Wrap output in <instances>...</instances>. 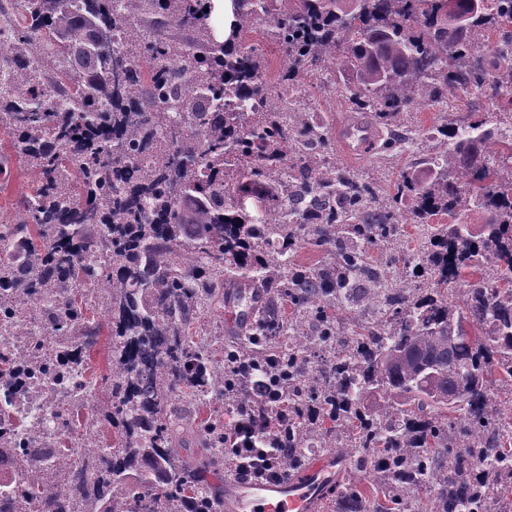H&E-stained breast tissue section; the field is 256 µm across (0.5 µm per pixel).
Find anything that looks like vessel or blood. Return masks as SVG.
Masks as SVG:
<instances>
[{
  "instance_id": "b4317fda",
  "label": "vessel or blood",
  "mask_w": 512,
  "mask_h": 512,
  "mask_svg": "<svg viewBox=\"0 0 512 512\" xmlns=\"http://www.w3.org/2000/svg\"><path fill=\"white\" fill-rule=\"evenodd\" d=\"M376 143V134L365 127L348 128L340 139L343 151L353 159ZM264 300V294L254 288L230 289L224 307L227 329L236 331L249 324ZM341 463L340 457L328 453L278 480L225 479L224 494L216 512H317L334 491L336 471Z\"/></svg>"
}]
</instances>
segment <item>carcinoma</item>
I'll return each instance as SVG.
<instances>
[{
    "mask_svg": "<svg viewBox=\"0 0 512 512\" xmlns=\"http://www.w3.org/2000/svg\"><path fill=\"white\" fill-rule=\"evenodd\" d=\"M13 3L0 11L11 34L0 55V129L36 187L0 221V240L24 252L0 257V288L22 312L57 297L47 338L60 366L76 365L80 394L61 429L94 427L79 448L59 438L32 449L47 475L20 458L0 512H24L37 497L73 502L70 512H205L207 474L224 468V415L199 421L174 402L193 411L247 403L225 368L232 358L263 371L281 398L266 441L303 457L332 448L387 490H347L336 512H404L420 484L434 494L409 512H495L508 500L512 417L494 390L512 387V166L488 146L512 158V129L486 119L435 127V150L420 160L429 178L404 171L382 196L324 161L329 136L310 113L262 111L274 86L243 37L271 18L265 36L288 56L280 80L347 73L344 95L378 125L400 124L423 93L442 106L485 84L512 112V56L475 55L490 31L512 37V0H235L225 41L208 0ZM155 17L188 19L192 43L155 37L144 25ZM158 140L153 165L139 169L137 153ZM408 200L427 240L402 274L452 266L424 290L368 260L371 248L399 252L387 226ZM473 212L493 229L469 224ZM439 213L451 222L429 224ZM308 244L326 251L321 265L293 262ZM91 249L109 256L107 268L87 264ZM466 270L456 295L448 285ZM236 276L266 296L245 335L297 337L288 348L193 340L200 316L224 318ZM357 297L388 332L362 318ZM346 321L354 337L309 378L318 419L298 384ZM104 330L108 370L95 376L88 367ZM104 423L112 442L102 446ZM188 445L207 462L185 460Z\"/></svg>",
    "mask_w": 512,
    "mask_h": 512,
    "instance_id": "1",
    "label": "carcinoma"
}]
</instances>
